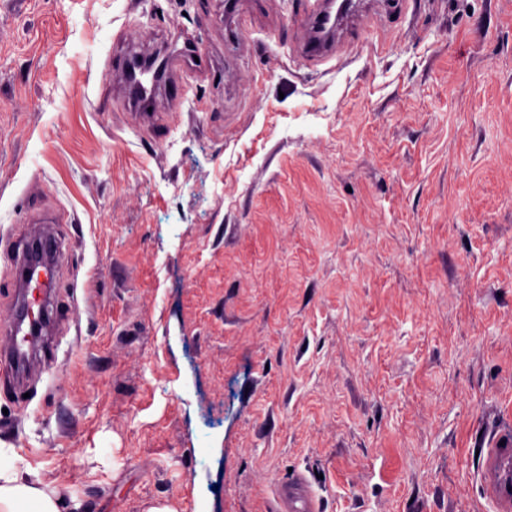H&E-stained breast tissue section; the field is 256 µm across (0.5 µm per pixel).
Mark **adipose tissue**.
<instances>
[{
    "label": "adipose tissue",
    "mask_w": 512,
    "mask_h": 512,
    "mask_svg": "<svg viewBox=\"0 0 512 512\" xmlns=\"http://www.w3.org/2000/svg\"><path fill=\"white\" fill-rule=\"evenodd\" d=\"M63 503L57 490L18 466L12 449L0 448V512H62Z\"/></svg>",
    "instance_id": "1"
}]
</instances>
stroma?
I'll return each mask as SVG.
<instances>
[{
  "label": "stroma",
  "mask_w": 512,
  "mask_h": 512,
  "mask_svg": "<svg viewBox=\"0 0 512 512\" xmlns=\"http://www.w3.org/2000/svg\"><path fill=\"white\" fill-rule=\"evenodd\" d=\"M313 3L0 0V326L26 232L63 244L0 448L95 512H274L298 475L320 512H494L512 0H355L328 59ZM320 25L326 29L327 35L333 32L336 26V18L331 17L330 11L326 7V2H323L322 8L313 18L311 30L307 38V45L309 48L313 49V51L324 53L327 57H330L332 54H327L328 50H326L328 43L326 39L327 35L323 38H319L314 31V29Z\"/></svg>",
  "instance_id": "1"
}]
</instances>
